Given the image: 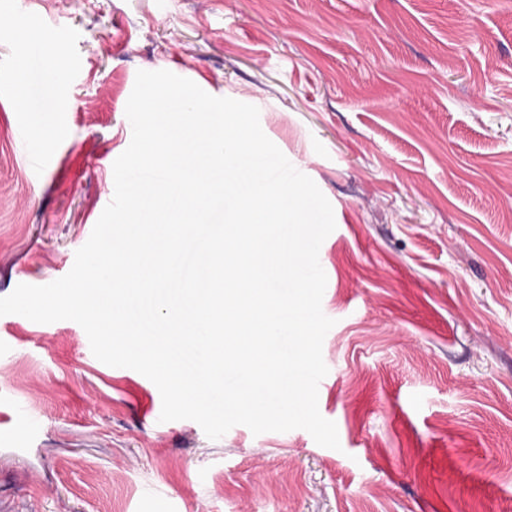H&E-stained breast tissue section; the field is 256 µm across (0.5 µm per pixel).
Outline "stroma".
Listing matches in <instances>:
<instances>
[{"instance_id":"stroma-1","label":"stroma","mask_w":512,"mask_h":512,"mask_svg":"<svg viewBox=\"0 0 512 512\" xmlns=\"http://www.w3.org/2000/svg\"><path fill=\"white\" fill-rule=\"evenodd\" d=\"M140 70L257 106L330 201L341 448L154 421L79 324L5 315L0 512H512V0H0V297L72 268Z\"/></svg>"}]
</instances>
